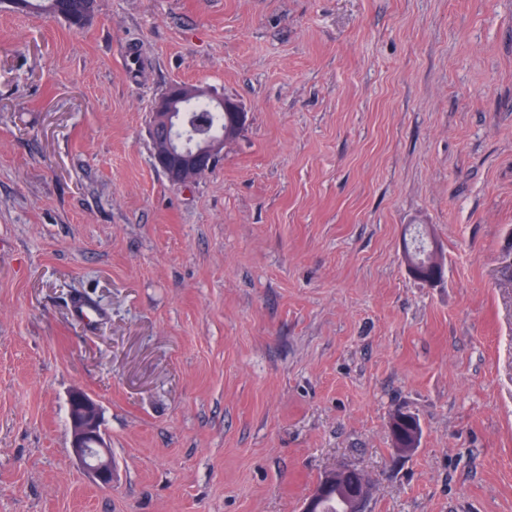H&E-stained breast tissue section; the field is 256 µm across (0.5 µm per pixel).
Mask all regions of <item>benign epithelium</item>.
Here are the masks:
<instances>
[{
  "label": "benign epithelium",
  "instance_id": "1",
  "mask_svg": "<svg viewBox=\"0 0 512 512\" xmlns=\"http://www.w3.org/2000/svg\"><path fill=\"white\" fill-rule=\"evenodd\" d=\"M206 96L208 92L201 86L177 83L154 103L152 129L161 134L155 143V163L176 185H185L208 170L224 147V139L211 138L204 132H195L191 137L179 135L188 123L186 113L176 111L175 106ZM219 106L224 112L226 132L238 130L244 121L240 106L230 99L219 100ZM428 244L430 257L425 261L413 257L411 244L405 246L403 255L414 275L433 282L442 276L441 252L433 238H428ZM69 423L75 456L100 485L109 486L113 476L112 457L101 431L99 408L82 391L73 393L69 399ZM390 431L397 451L409 453L418 447L421 429L415 417L404 414L396 418ZM370 494L369 478L356 468L343 467L325 474L302 512H321L322 502L332 495L344 500L347 512H366Z\"/></svg>",
  "mask_w": 512,
  "mask_h": 512
}]
</instances>
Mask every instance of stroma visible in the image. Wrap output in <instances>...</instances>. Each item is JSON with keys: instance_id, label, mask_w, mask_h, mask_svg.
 <instances>
[{"instance_id": "stroma-1", "label": "stroma", "mask_w": 512, "mask_h": 512, "mask_svg": "<svg viewBox=\"0 0 512 512\" xmlns=\"http://www.w3.org/2000/svg\"><path fill=\"white\" fill-rule=\"evenodd\" d=\"M96 3L0 0V512H300L346 466L368 512H512V0ZM176 82L246 114L186 186ZM14 2L49 15L62 17L70 25L81 28L84 25V17L89 13L94 14L96 3L95 0H16ZM428 244L430 246V257L426 261L415 259L413 257L412 237L410 245L407 244L404 248V259L407 261L409 270L416 276L427 279L428 281H437L442 276V260L439 243L426 235ZM69 423L75 456L96 481L107 487L112 483V457L101 431L97 403L86 393L77 391L69 399ZM393 445L402 453L412 452L418 447L421 429L418 421L411 415H401L391 423L390 427Z\"/></svg>"}]
</instances>
